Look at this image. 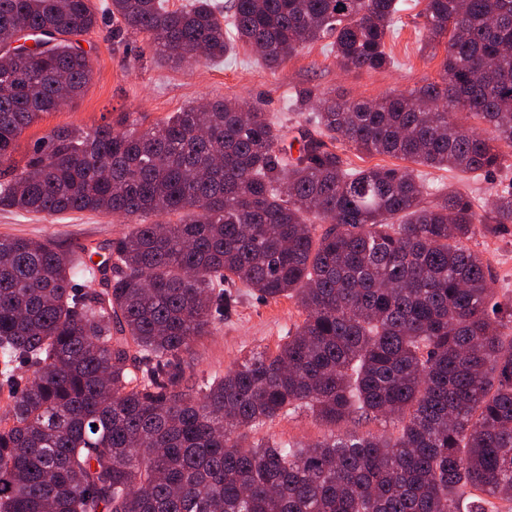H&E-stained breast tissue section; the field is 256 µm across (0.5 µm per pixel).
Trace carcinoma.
Listing matches in <instances>:
<instances>
[{
	"mask_svg": "<svg viewBox=\"0 0 512 512\" xmlns=\"http://www.w3.org/2000/svg\"><path fill=\"white\" fill-rule=\"evenodd\" d=\"M174 68L242 43L278 70L323 37L341 68L389 67L398 0H111ZM448 37L440 80L375 101L321 99L297 157L256 103L147 128L58 127L20 173L16 142L93 75L91 0H0V208L134 221L112 263L0 238V512H498L512 502V296L469 242L512 224L416 166L490 174L512 149V0H425ZM25 29L42 49L22 55ZM451 106L481 119L477 132ZM338 140L413 166L350 168ZM185 213L172 224L164 217ZM327 225L317 232L316 222ZM305 313L273 352L188 378L192 341L239 289ZM309 413L308 443L246 433ZM382 418L389 434L338 433Z\"/></svg>",
	"mask_w": 512,
	"mask_h": 512,
	"instance_id": "obj_1",
	"label": "carcinoma"
}]
</instances>
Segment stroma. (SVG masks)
Masks as SVG:
<instances>
[{"label":"stroma","mask_w":512,"mask_h":512,"mask_svg":"<svg viewBox=\"0 0 512 512\" xmlns=\"http://www.w3.org/2000/svg\"><path fill=\"white\" fill-rule=\"evenodd\" d=\"M107 2L92 0L103 13ZM404 3L400 21L386 45L393 64L382 71L343 70L323 39L299 49L276 71L266 69L246 46L219 62L173 69L148 50L144 36L117 34L116 22L104 13L96 30L84 39L92 56L91 82L71 106L43 115L23 132L14 165L23 169L35 141L54 128L116 126L126 117L147 126L205 100L260 103L281 125L285 141H296L309 127L308 113L290 105L297 91L375 100L438 80L446 43L425 42L421 17L425 0ZM426 179L445 191H465L484 205L496 189L512 184V158L488 176L472 178L431 169ZM128 229L125 220L106 215L42 216L0 209V237L48 239L67 248H88L103 259L110 254L109 244ZM470 245L487 261L496 288L512 295V229L495 238L475 237ZM303 319L302 310L291 299L262 301L255 295L242 294L235 310L195 344L186 374L198 377L222 372L253 353L275 351L285 330ZM324 432L318 421L306 415L282 416L260 430L263 436L294 442L313 441Z\"/></svg>","instance_id":"stroma-1"}]
</instances>
